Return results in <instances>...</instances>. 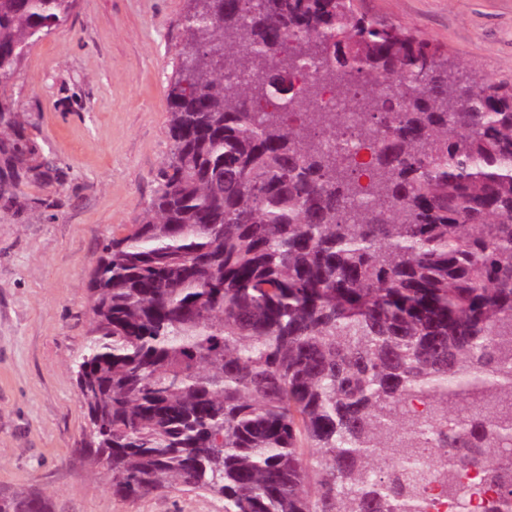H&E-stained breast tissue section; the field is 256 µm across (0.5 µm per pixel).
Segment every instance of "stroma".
Masks as SVG:
<instances>
[{"instance_id": "obj_1", "label": "stroma", "mask_w": 512, "mask_h": 512, "mask_svg": "<svg viewBox=\"0 0 512 512\" xmlns=\"http://www.w3.org/2000/svg\"><path fill=\"white\" fill-rule=\"evenodd\" d=\"M436 45L469 82L512 86V0H355ZM193 0H77L0 90L62 181L0 205V490L54 512H224L176 486L126 501L84 455L76 363L95 336L89 284L102 243L147 208L171 150L168 94Z\"/></svg>"}]
</instances>
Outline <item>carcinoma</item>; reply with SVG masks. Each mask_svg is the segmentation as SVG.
<instances>
[{"mask_svg": "<svg viewBox=\"0 0 512 512\" xmlns=\"http://www.w3.org/2000/svg\"><path fill=\"white\" fill-rule=\"evenodd\" d=\"M75 5L0 0V87ZM184 32L171 156L102 247L76 370L113 493L428 512L437 480L512 512V86L461 85L354 0H201ZM24 122L0 100L5 204L59 181ZM0 512L52 509L1 491Z\"/></svg>", "mask_w": 512, "mask_h": 512, "instance_id": "1", "label": "carcinoma"}]
</instances>
